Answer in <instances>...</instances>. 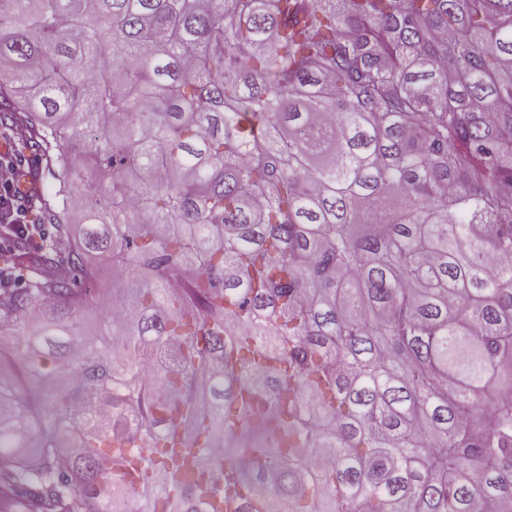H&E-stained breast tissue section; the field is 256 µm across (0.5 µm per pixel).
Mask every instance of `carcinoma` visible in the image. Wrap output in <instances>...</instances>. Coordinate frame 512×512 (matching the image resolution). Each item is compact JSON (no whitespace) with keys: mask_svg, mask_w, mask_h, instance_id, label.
I'll return each instance as SVG.
<instances>
[{"mask_svg":"<svg viewBox=\"0 0 512 512\" xmlns=\"http://www.w3.org/2000/svg\"><path fill=\"white\" fill-rule=\"evenodd\" d=\"M3 124L12 512H512V0H0ZM10 129L9 127H0V141L1 142H5L6 145L8 146V148H11V151L8 152L7 154H17V155H20V156H23L27 159H29L31 161L30 165L29 166H26L25 170H31L32 168H35L39 165L38 163V160L37 158L31 154V152L29 150H19L18 148V145H16L12 140L14 141H17V142H23L27 139V131L25 128L23 127H14L13 129H11V139L10 140L7 136H6V131ZM21 164L13 156L0 154V269L5 274L7 268L11 285L14 287L22 286L32 272L29 267L14 265L10 261V256L18 246L17 239H27L28 228L31 224L37 223L33 201L27 214L28 224L23 221L28 197L20 188ZM28 180L26 174L21 176V183L26 188L29 187ZM2 227H4L3 231H1ZM12 241L15 243L11 248ZM9 249L10 252L5 257L1 251L7 252Z\"/></svg>","mask_w":512,"mask_h":512,"instance_id":"cac0c4a2","label":"carcinoma"}]
</instances>
